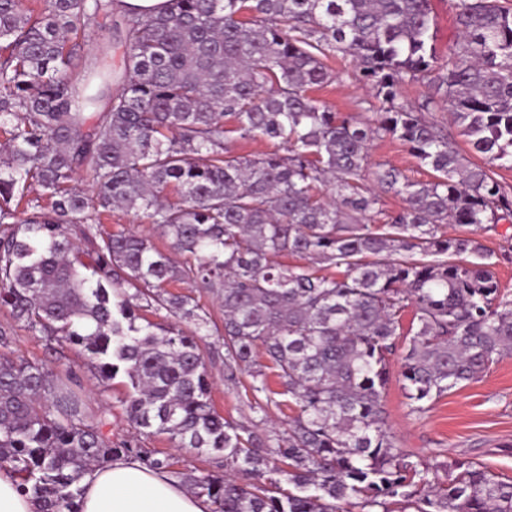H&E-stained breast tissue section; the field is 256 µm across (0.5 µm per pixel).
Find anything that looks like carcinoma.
Here are the masks:
<instances>
[{
  "mask_svg": "<svg viewBox=\"0 0 512 512\" xmlns=\"http://www.w3.org/2000/svg\"><path fill=\"white\" fill-rule=\"evenodd\" d=\"M43 4L35 15L0 0V305L12 318L79 349L102 383L125 378L137 427L224 457L231 474H178L211 512H512V480L411 461L385 409L409 308L401 378L415 413L512 355V299L492 253L444 231L512 219L493 172L512 163V7L459 0L460 40L439 57L430 0H170L160 15L121 0ZM334 55L358 62L376 119L310 95L336 79ZM409 83L429 89L417 105ZM438 102L484 165L430 122ZM257 136L274 150L235 152ZM385 136L433 179L380 164L365 183L370 142ZM79 172L91 192L72 185ZM35 187L48 205L17 217ZM383 192L405 206L384 209ZM114 207L146 218L180 259L129 230L100 232ZM288 255L301 262L277 261ZM175 283L222 300L227 377L296 406L285 435L214 409L196 341L208 318ZM145 306L195 330L147 320ZM8 346L0 328V467L39 512H80L82 476L114 458L171 472L167 458L112 442L110 407L89 419L72 370L62 378Z\"/></svg>",
  "mask_w": 512,
  "mask_h": 512,
  "instance_id": "cac0c4a2",
  "label": "carcinoma"
}]
</instances>
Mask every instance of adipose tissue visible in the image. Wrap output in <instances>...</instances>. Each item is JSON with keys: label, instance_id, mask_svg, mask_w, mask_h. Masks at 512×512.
Wrapping results in <instances>:
<instances>
[{"label": "adipose tissue", "instance_id": "1", "mask_svg": "<svg viewBox=\"0 0 512 512\" xmlns=\"http://www.w3.org/2000/svg\"><path fill=\"white\" fill-rule=\"evenodd\" d=\"M82 512H209L206 498L170 475L132 458L89 470L83 480Z\"/></svg>", "mask_w": 512, "mask_h": 512}]
</instances>
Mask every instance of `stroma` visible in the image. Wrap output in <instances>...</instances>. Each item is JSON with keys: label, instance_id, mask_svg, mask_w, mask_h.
<instances>
[{"label": "stroma", "instance_id": "obj_1", "mask_svg": "<svg viewBox=\"0 0 512 512\" xmlns=\"http://www.w3.org/2000/svg\"><path fill=\"white\" fill-rule=\"evenodd\" d=\"M327 64L340 77L315 90L314 96L332 111L342 115L374 116L376 99L359 81L358 68L352 58H331ZM392 165L417 180H428L432 170L418 166L408 147L400 140L386 136L371 142L369 165ZM481 242L492 251L493 270L503 292L512 297V223H500L495 231L481 235ZM177 292H191L207 312L209 327L199 345L211 382V397L216 410L226 420L251 424L263 422L265 429L284 432L292 409L269 407L266 415L254 412V399L243 388L224 376V308L212 294L187 290L177 285ZM0 327L10 334L9 347L29 361L58 370L72 366L81 382V394L88 414H97L103 402H111L112 417L107 433L113 441L134 440L149 451L167 455L176 472L197 475L224 474V461L214 455L199 454L178 448L167 436L146 434L129 421L121 398L125 391L122 379L103 386L85 364L78 349L48 340L39 333L15 323L9 308L0 306ZM393 377L386 392L388 423L398 444L413 460L431 463L448 458L471 461L487 467L505 480L512 479V356L500 359L479 380L457 387L437 399L422 414L411 412L398 379L399 358H392Z\"/></svg>", "mask_w": 512, "mask_h": 512}]
</instances>
